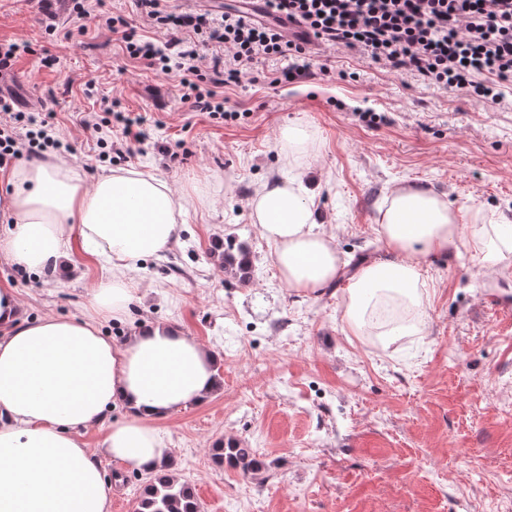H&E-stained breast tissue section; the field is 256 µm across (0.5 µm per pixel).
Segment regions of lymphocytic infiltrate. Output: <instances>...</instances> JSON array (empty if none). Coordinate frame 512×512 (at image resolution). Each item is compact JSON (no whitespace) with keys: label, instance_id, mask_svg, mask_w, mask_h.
I'll use <instances>...</instances> for the list:
<instances>
[{"label":"lymphocytic infiltrate","instance_id":"lymphocytic-infiltrate-1","mask_svg":"<svg viewBox=\"0 0 512 512\" xmlns=\"http://www.w3.org/2000/svg\"><path fill=\"white\" fill-rule=\"evenodd\" d=\"M135 2L165 38H142L125 15L112 14L106 24L128 57L165 75L178 73L182 102L225 120L240 113L227 107L215 85H239L244 67L268 59L286 62L277 82L306 80L313 74L314 41L488 104L501 103L504 84L512 82V0H266L272 13L305 29V38L296 40L238 11L216 15L171 9L165 0ZM58 144L47 119L15 110L0 96V168Z\"/></svg>","mask_w":512,"mask_h":512}]
</instances>
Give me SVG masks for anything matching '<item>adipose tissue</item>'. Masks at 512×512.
Here are the masks:
<instances>
[{
	"instance_id": "obj_1",
	"label": "adipose tissue",
	"mask_w": 512,
	"mask_h": 512,
	"mask_svg": "<svg viewBox=\"0 0 512 512\" xmlns=\"http://www.w3.org/2000/svg\"><path fill=\"white\" fill-rule=\"evenodd\" d=\"M10 183L0 209L13 228L0 239L1 254L52 271L77 237L114 272L93 293L92 316L79 319L24 320L16 289L0 285V512H109L112 485L80 431L123 405L126 415L109 429L104 452L147 473L170 454L156 421L201 403L216 386L211 351L183 330L156 323L116 345L99 327L127 312L134 293L127 270L175 240L176 197L138 171L89 182L50 160L24 163ZM251 212L289 288L314 293L339 278L336 242L320 231L315 206L295 181L264 185ZM379 232L389 258L361 266L348 284L344 321L354 336L397 337L398 328L374 320L384 301L406 304L410 326L422 323L430 296L422 268L431 256L463 242L494 270L512 253L511 220L462 232L458 211L415 186L389 193Z\"/></svg>"
}]
</instances>
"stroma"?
Returning a JSON list of instances; mask_svg holds the SVG:
<instances>
[{
    "label": "stroma",
    "instance_id": "35a3bbf8",
    "mask_svg": "<svg viewBox=\"0 0 512 512\" xmlns=\"http://www.w3.org/2000/svg\"><path fill=\"white\" fill-rule=\"evenodd\" d=\"M70 0H0V43L29 45L0 94L47 116L68 146L62 158L86 180L138 170L167 182L182 205L179 238L139 260L126 317L102 330L121 343L147 323L180 327L214 352L220 384L202 404L160 422L172 468L203 512H512V276H493L466 247L431 257L424 332L395 342L345 335L348 278L315 295L282 282L272 243L249 200L275 178H301L340 257L383 258L377 218L390 188L443 194L472 224L512 220V84L490 106L461 91L399 77L360 54L326 49L327 72L277 85L282 63L249 68L224 88L239 120L180 101L179 78L129 59L105 26L123 12L141 35L163 34L133 0H91L75 21ZM54 57L51 66L43 65ZM146 116L150 137L127 141L107 111ZM375 111L370 124L362 113ZM101 126L87 128L86 120ZM314 134L286 155L284 125ZM118 150L100 158L98 138ZM250 251L247 277L224 271L227 238ZM109 268L72 249L56 272L0 254V285L16 288L22 317L79 318ZM123 408L81 438L114 481L110 512H136L144 473L103 454ZM238 440L265 460L253 478L218 465L212 448Z\"/></svg>",
    "mask_w": 512,
    "mask_h": 512
}]
</instances>
